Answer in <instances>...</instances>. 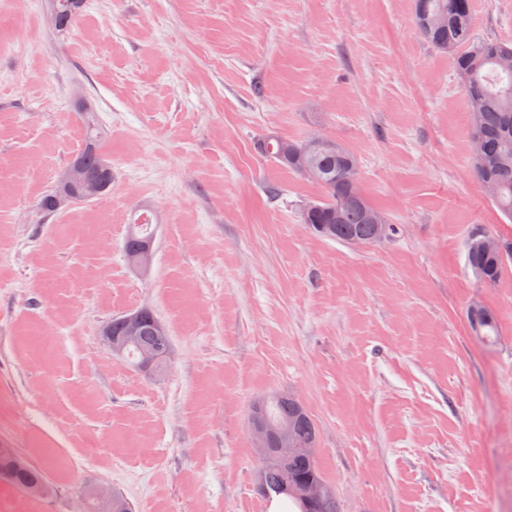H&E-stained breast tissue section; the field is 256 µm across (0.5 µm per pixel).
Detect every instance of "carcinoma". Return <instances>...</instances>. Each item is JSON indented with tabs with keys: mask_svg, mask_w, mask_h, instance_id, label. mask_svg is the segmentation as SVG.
Segmentation results:
<instances>
[{
	"mask_svg": "<svg viewBox=\"0 0 512 512\" xmlns=\"http://www.w3.org/2000/svg\"><path fill=\"white\" fill-rule=\"evenodd\" d=\"M58 31L68 30L83 8V0H56ZM413 22L424 40L439 52L452 56L457 77L462 83L471 122V134L481 142L480 155L473 158V174L480 183L490 182L496 188L491 202L512 222V44L494 40L473 39L471 0H414ZM88 141L74 161L87 175L104 181L100 195L112 188V177L102 175L101 160L105 156L98 144L97 126L87 118ZM306 141L283 137L257 140L255 150L275 164L301 173L320 187L321 198L309 214L306 227L324 239L350 243L373 240L371 216L382 213L363 195L356 155L345 145L335 142L312 154L302 152ZM153 217L144 211L124 242L123 251L135 266L142 257L143 246L152 242ZM483 235L472 237L467 244V259L475 276L486 283L497 280L505 259L479 247ZM137 336L129 337V326L122 317L110 321L112 338L119 341L115 356L125 358L138 369H145L147 354L170 344L169 335L156 329L159 318L148 307L140 309ZM473 333L488 342L497 335V324L491 312L482 306L469 315ZM265 415L274 427L288 426V447L271 444L270 461L261 465L257 475L259 492L268 500L285 497L294 512H341L335 490L324 480L316 448L319 428L303 402L292 394L267 398ZM3 478L16 488L37 496L50 492L42 470L35 466L15 469L9 455L0 451Z\"/></svg>",
	"mask_w": 512,
	"mask_h": 512,
	"instance_id": "carcinoma-1",
	"label": "carcinoma"
}]
</instances>
